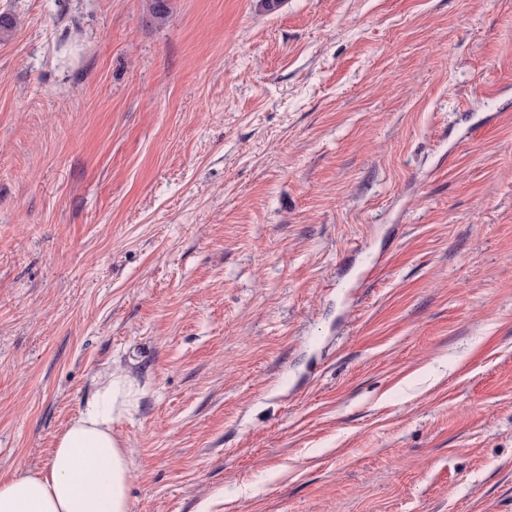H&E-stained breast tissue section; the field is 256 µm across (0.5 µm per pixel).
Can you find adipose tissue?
Here are the masks:
<instances>
[{"mask_svg": "<svg viewBox=\"0 0 512 512\" xmlns=\"http://www.w3.org/2000/svg\"><path fill=\"white\" fill-rule=\"evenodd\" d=\"M117 381L75 417L48 465L0 478V512H129L130 470L112 432Z\"/></svg>", "mask_w": 512, "mask_h": 512, "instance_id": "1", "label": "adipose tissue"}]
</instances>
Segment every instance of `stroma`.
<instances>
[{
  "mask_svg": "<svg viewBox=\"0 0 512 512\" xmlns=\"http://www.w3.org/2000/svg\"><path fill=\"white\" fill-rule=\"evenodd\" d=\"M0 0V477L111 374L130 512H512V0Z\"/></svg>",
  "mask_w": 512,
  "mask_h": 512,
  "instance_id": "1",
  "label": "stroma"
}]
</instances>
